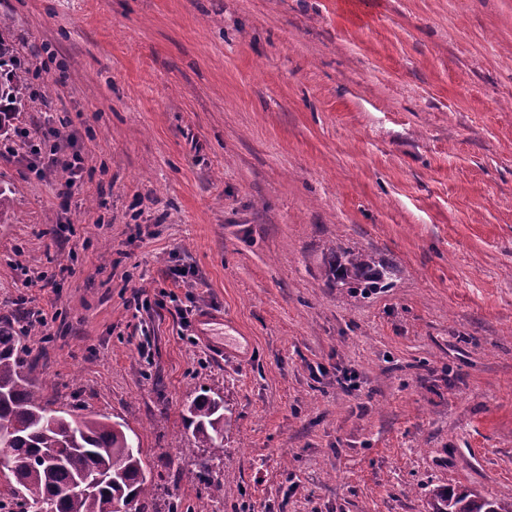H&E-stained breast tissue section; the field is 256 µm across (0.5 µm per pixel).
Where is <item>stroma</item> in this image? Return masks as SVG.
I'll return each mask as SVG.
<instances>
[{
    "instance_id": "obj_1",
    "label": "stroma",
    "mask_w": 512,
    "mask_h": 512,
    "mask_svg": "<svg viewBox=\"0 0 512 512\" xmlns=\"http://www.w3.org/2000/svg\"><path fill=\"white\" fill-rule=\"evenodd\" d=\"M0 36L53 86L19 125L85 168L0 155V318L50 315L48 396L125 425L160 502L204 492L201 393L218 512L512 501V0H0ZM339 246L392 287L336 285ZM195 325L199 336L209 342L217 351L224 352V342H216L212 337L224 334V312L206 310L197 316ZM224 410L227 409L220 398L216 400L206 395L195 396L185 409V420L189 427H193L191 444L195 447L187 450L191 453H196V450L204 452L197 477L206 483L210 501L219 497L223 490L221 483L214 479L213 472L224 457V427L230 422ZM427 512H512L511 504L478 497L468 491L433 489L429 492Z\"/></svg>"
}]
</instances>
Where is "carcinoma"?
I'll use <instances>...</instances> for the list:
<instances>
[{
    "label": "carcinoma",
    "mask_w": 512,
    "mask_h": 512,
    "mask_svg": "<svg viewBox=\"0 0 512 512\" xmlns=\"http://www.w3.org/2000/svg\"><path fill=\"white\" fill-rule=\"evenodd\" d=\"M31 98L29 71L17 63L11 45L0 41V139H11L14 122ZM330 272L351 291L368 293L391 285L393 270L356 248L333 252ZM28 349L13 324L0 320V462L13 466L7 496L23 512H147L153 482L122 425L101 414L74 415L55 407ZM185 420L192 427L190 452L203 451L197 477L209 499L223 486L213 472L224 458V427L229 418L221 400L199 395L188 401ZM101 484L69 495L64 490L90 478ZM427 512H512L511 504L468 491L433 489Z\"/></svg>",
    "instance_id": "carcinoma-1"
}]
</instances>
